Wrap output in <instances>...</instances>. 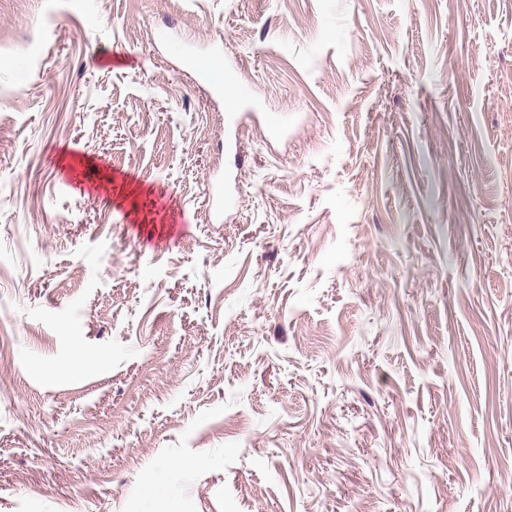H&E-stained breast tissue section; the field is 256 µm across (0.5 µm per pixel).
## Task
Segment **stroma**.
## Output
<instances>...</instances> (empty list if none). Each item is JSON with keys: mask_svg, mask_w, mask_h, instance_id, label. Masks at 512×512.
I'll use <instances>...</instances> for the list:
<instances>
[{"mask_svg": "<svg viewBox=\"0 0 512 512\" xmlns=\"http://www.w3.org/2000/svg\"><path fill=\"white\" fill-rule=\"evenodd\" d=\"M0 339V512H512V0H0Z\"/></svg>", "mask_w": 512, "mask_h": 512, "instance_id": "stroma-1", "label": "stroma"}]
</instances>
